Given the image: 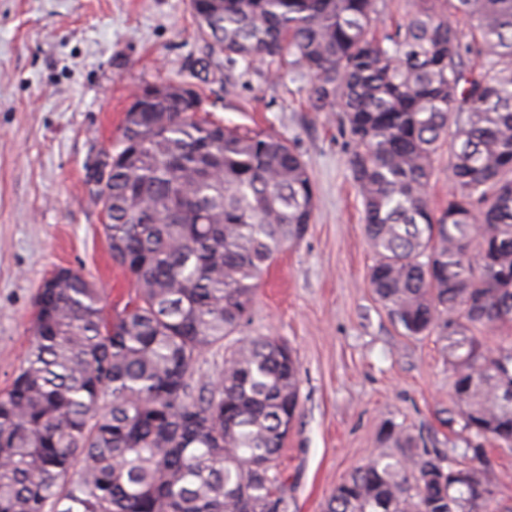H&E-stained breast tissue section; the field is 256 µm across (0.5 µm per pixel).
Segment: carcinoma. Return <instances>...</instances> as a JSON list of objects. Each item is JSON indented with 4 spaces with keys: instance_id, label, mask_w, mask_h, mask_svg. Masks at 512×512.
Wrapping results in <instances>:
<instances>
[{
    "instance_id": "carcinoma-1",
    "label": "carcinoma",
    "mask_w": 512,
    "mask_h": 512,
    "mask_svg": "<svg viewBox=\"0 0 512 512\" xmlns=\"http://www.w3.org/2000/svg\"><path fill=\"white\" fill-rule=\"evenodd\" d=\"M470 34L427 10L377 39L378 0H206L193 12L227 62L291 64L334 112L375 255L370 283L408 336L434 331L453 374L448 428L430 448L389 424L324 512H487L512 447V0H445ZM179 86L147 85L96 197L112 259L135 294L105 313L70 271L35 299L32 341L0 393V512H288L278 458L300 408L299 366L278 339L238 340L210 389L199 355L247 322L264 273L305 234L314 185L283 139L196 118ZM448 141L452 188L427 200Z\"/></svg>"
}]
</instances>
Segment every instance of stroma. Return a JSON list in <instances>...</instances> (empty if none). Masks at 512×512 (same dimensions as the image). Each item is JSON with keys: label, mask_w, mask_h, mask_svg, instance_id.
Instances as JSON below:
<instances>
[{"label": "stroma", "mask_w": 512, "mask_h": 512, "mask_svg": "<svg viewBox=\"0 0 512 512\" xmlns=\"http://www.w3.org/2000/svg\"><path fill=\"white\" fill-rule=\"evenodd\" d=\"M378 3L380 34L419 4L446 10L444 0ZM148 84L191 88L208 119L286 140L315 184L304 238L264 274L240 330L285 342L300 365V415L280 457L289 512H323L349 472L387 450L388 424L431 447L461 446L445 422L452 388L441 342L405 335L371 287L348 133L335 113L312 110L307 71L228 65L202 39L189 0H0V390L31 342L37 291L57 269L92 280L108 309L134 292L112 260L90 171Z\"/></svg>", "instance_id": "stroma-1"}]
</instances>
